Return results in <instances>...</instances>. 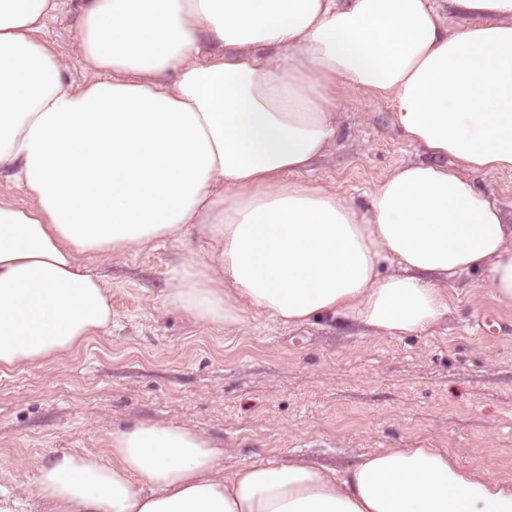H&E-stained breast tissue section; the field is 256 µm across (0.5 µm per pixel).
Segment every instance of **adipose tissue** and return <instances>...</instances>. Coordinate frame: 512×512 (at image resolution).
Listing matches in <instances>:
<instances>
[{"label": "adipose tissue", "instance_id": "adipose-tissue-1", "mask_svg": "<svg viewBox=\"0 0 512 512\" xmlns=\"http://www.w3.org/2000/svg\"><path fill=\"white\" fill-rule=\"evenodd\" d=\"M62 0H0V368L42 366L112 327V285L78 256L197 231L164 306L211 329L251 313L341 317L379 336L446 318L479 271L512 305V225L472 180L512 171V0H76V57L38 36ZM344 91L390 102L423 162L360 208L307 181ZM109 462L40 465L42 512H512V480L440 448H385L344 471L288 460L224 474L172 423L113 431Z\"/></svg>", "mask_w": 512, "mask_h": 512}]
</instances>
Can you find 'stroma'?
<instances>
[{"instance_id": "stroma-1", "label": "stroma", "mask_w": 512, "mask_h": 512, "mask_svg": "<svg viewBox=\"0 0 512 512\" xmlns=\"http://www.w3.org/2000/svg\"><path fill=\"white\" fill-rule=\"evenodd\" d=\"M388 103L345 96L340 138L310 174L363 205L403 163L425 160ZM206 242L197 233L88 264L111 281L112 328L41 367L0 372V492L25 491L54 452L106 457L113 431L175 423L211 439L224 473L302 460L337 471L382 448H445L462 465L512 477V306L480 272L448 286L431 332L376 337L349 320L288 328L253 314L215 331L161 305L171 269ZM495 313L497 337L478 334Z\"/></svg>"}]
</instances>
